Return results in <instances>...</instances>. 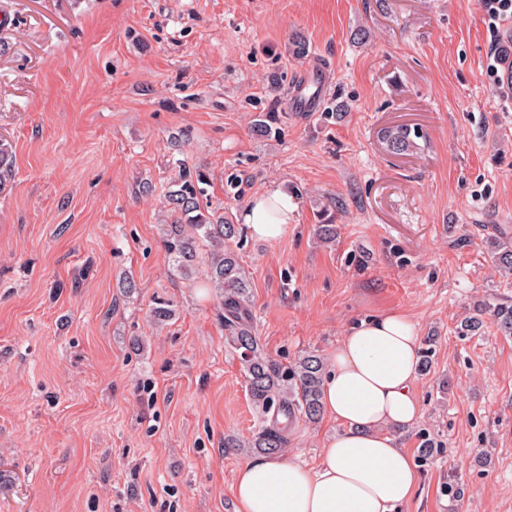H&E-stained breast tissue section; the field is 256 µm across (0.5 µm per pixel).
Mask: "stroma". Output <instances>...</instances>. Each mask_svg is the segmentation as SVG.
I'll list each match as a JSON object with an SVG mask.
<instances>
[{
    "label": "stroma",
    "instance_id": "obj_1",
    "mask_svg": "<svg viewBox=\"0 0 512 512\" xmlns=\"http://www.w3.org/2000/svg\"><path fill=\"white\" fill-rule=\"evenodd\" d=\"M363 41H355L358 31ZM308 53L297 58L292 34ZM481 0H0V512H235L259 418L218 298L168 261L171 136L234 216L282 184L298 217L245 237L255 333L289 363L329 359L356 319L400 310L435 337L419 454L400 512H512V338L458 333L474 301L512 303L487 252L512 233V98L492 85ZM323 69L320 108L296 110ZM347 106L324 120L322 106ZM280 112L281 137L256 113ZM420 128L390 153L385 128ZM151 194H143V183ZM334 216V243L314 234ZM137 289L126 293L122 281ZM167 300L174 315L155 324ZM335 426L294 421L308 467Z\"/></svg>",
    "mask_w": 512,
    "mask_h": 512
}]
</instances>
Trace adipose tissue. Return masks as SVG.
Wrapping results in <instances>:
<instances>
[{"label": "adipose tissue", "instance_id": "ef3b65f1", "mask_svg": "<svg viewBox=\"0 0 512 512\" xmlns=\"http://www.w3.org/2000/svg\"><path fill=\"white\" fill-rule=\"evenodd\" d=\"M295 197L267 185L237 220L259 240L274 241L297 219ZM420 334L404 312L390 310L350 324L332 356L322 407L337 430L316 468L295 455L244 460L233 491L237 512H397L416 493L419 476L395 432L416 424L414 392Z\"/></svg>", "mask_w": 512, "mask_h": 512}]
</instances>
